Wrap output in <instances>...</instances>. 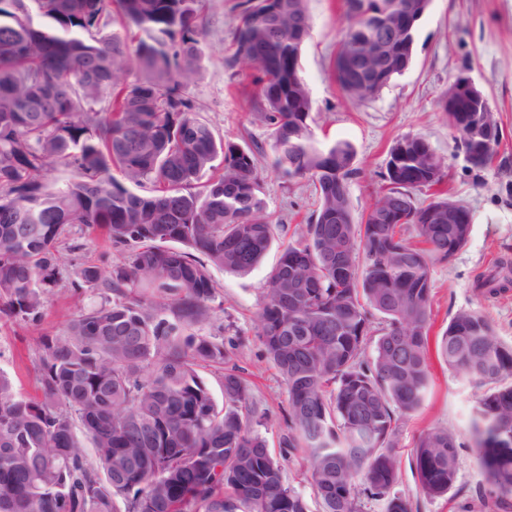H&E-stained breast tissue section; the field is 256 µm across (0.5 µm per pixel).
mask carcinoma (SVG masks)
I'll list each match as a JSON object with an SVG mask.
<instances>
[{
  "instance_id": "obj_1",
  "label": "carcinoma",
  "mask_w": 512,
  "mask_h": 512,
  "mask_svg": "<svg viewBox=\"0 0 512 512\" xmlns=\"http://www.w3.org/2000/svg\"><path fill=\"white\" fill-rule=\"evenodd\" d=\"M197 2L0 0V320H37L69 227L102 230L123 255L108 273L90 266L71 282L101 302L42 341L39 396L0 372V512H311L268 448L252 384L224 347L234 341L202 333L214 314L209 268L244 275L272 244L265 165L288 182L310 176L319 196L299 239L282 249L259 313L257 336L288 392L281 444L303 452L318 512H365L372 500L383 512H412L392 492L398 422L420 407L428 382L430 264L465 246L470 211L440 195L415 200L443 182L445 166L426 140L407 135L389 151L365 221L355 222V150L316 141L299 75L308 0L235 5L227 63L257 70L252 108L270 126L271 152L216 140L184 95L200 58ZM344 2L333 73L343 93L366 103L412 54L405 42L387 47L391 76L365 88L345 46L381 28L385 10L413 14L420 0ZM112 22L125 35L104 33ZM460 106L455 142L485 168L494 147L473 140L469 101ZM58 164L75 172L63 186L50 178ZM411 227L415 244L405 238ZM477 287L507 291L512 261L499 259ZM437 350L484 388L475 453L491 492L511 499L512 345L484 313L462 310ZM204 364L222 367V407L199 375ZM414 463L427 496L446 494L455 439L421 433Z\"/></svg>"
}]
</instances>
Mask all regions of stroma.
Returning <instances> with one entry per match:
<instances>
[{"label":"stroma","instance_id":"obj_1","mask_svg":"<svg viewBox=\"0 0 512 512\" xmlns=\"http://www.w3.org/2000/svg\"><path fill=\"white\" fill-rule=\"evenodd\" d=\"M235 0H201L204 27L200 37L199 73L186 94L216 138L269 143L270 129L249 103L254 66L226 63L231 40V8ZM312 33L301 60V76L313 102L311 127L318 140H342L356 151V173L349 181L355 220H364L383 185L381 174L388 152L405 135L424 138L445 164L441 191L468 207L471 231L466 245L447 262H433L432 318L428 348L429 381L420 408L401 419L396 443L401 448L395 493L410 500L413 512H512V499L485 507L489 492L475 461L471 422L481 387L446 367L436 343L450 319L459 311L476 309L486 314L498 338L512 345V290L488 297L477 288L478 278L493 269L499 258L512 259V0H432L418 25L409 69L362 105L349 102L337 86L331 59L346 27L342 0H309ZM469 77L487 97L504 137L492 163L471 169L448 127L438 96L457 76ZM263 198L274 222L303 227L317 208V195L309 178L286 182L271 169H263ZM290 232L275 231L271 247L248 274L237 275L211 268L216 303L224 311L218 319L232 331L248 337L237 362L254 382L253 404L271 422L269 446L283 465L289 486L311 496L308 464L301 453L281 448L286 431L280 418L288 405L285 384L267 360L257 337L263 288L288 242ZM61 281L45 297L37 322H0V372L16 387L33 392L35 364L45 337L59 334L79 311L98 301L96 291L71 292L68 286L89 265L111 267L120 259L102 237L84 234L73 226L58 247ZM448 430L456 440L458 468L448 493L439 498L423 494L410 462L416 437L424 430Z\"/></svg>","mask_w":512,"mask_h":512}]
</instances>
